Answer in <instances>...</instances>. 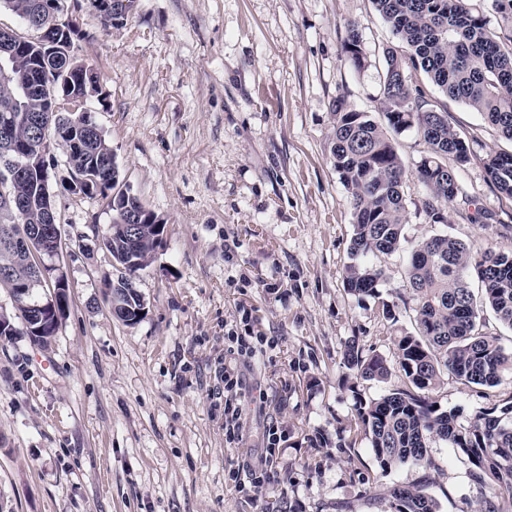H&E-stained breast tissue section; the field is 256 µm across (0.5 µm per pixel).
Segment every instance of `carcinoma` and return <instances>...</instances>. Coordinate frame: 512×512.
Here are the masks:
<instances>
[{"label":"carcinoma","mask_w":512,"mask_h":512,"mask_svg":"<svg viewBox=\"0 0 512 512\" xmlns=\"http://www.w3.org/2000/svg\"><path fill=\"white\" fill-rule=\"evenodd\" d=\"M59 0H0V9L15 14L29 30L44 33V43L72 53L82 37L74 22L50 27L44 4ZM391 28L396 44L383 49V81L377 122L354 108L343 96L332 103L336 122L331 135L333 166L348 191L353 233L350 251L355 262L346 269L345 288L358 299L381 300L383 316L397 321L398 304L382 298L384 271L373 262L388 257L405 239L406 207L403 184L406 165L395 150L392 135L413 131L429 151L413 175L425 189L424 209L432 224H445L441 205L458 196L455 166L469 160L464 137L448 123L447 109L426 99L421 88L404 80L412 67L422 70L444 96L464 103L496 125L512 141V31L491 33L485 18L468 7L467 0H372ZM13 43L15 65L29 74L35 90L28 111L50 107L51 79L42 76V46L21 33ZM345 59L356 71L369 60L358 26L345 27L342 42ZM16 88L0 80V115L17 112ZM66 127L63 151L71 152L75 168L99 169L103 185L87 186L86 196H101L112 211V223L135 214L145 232L135 242L112 237L107 232L102 246L118 265V274L107 277L112 296L131 308L141 307L142 294L134 288L137 274L148 266L159 232L153 212L135 195L117 188L119 170L106 135L92 115L77 118L63 113L53 116ZM485 171L498 191L512 198V152H496L484 161ZM43 166L28 169L12 179L0 166V288L14 291L31 274L29 252L16 251L10 238L43 224ZM27 201L25 212L15 209L14 198ZM481 283L475 297L469 279ZM407 286L414 293L416 333L395 340L394 359L406 384L357 409L365 438L382 473L410 464L427 470L434 466L430 443L441 441L465 460L470 472L489 487L490 495L478 512H512V405L501 416L480 412L468 423L459 421L456 410L442 411L429 401L428 393L450 372L463 384L494 387L506 372L512 373V350L485 331L483 309L512 330V253L473 249L446 234L433 233L418 240L410 250L404 270ZM343 365L365 380L383 382L390 373L386 358L366 354L356 340L345 343ZM393 512H439L430 493V481L395 485L390 489Z\"/></svg>","instance_id":"obj_1"}]
</instances>
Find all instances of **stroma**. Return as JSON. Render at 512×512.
<instances>
[{
  "mask_svg": "<svg viewBox=\"0 0 512 512\" xmlns=\"http://www.w3.org/2000/svg\"><path fill=\"white\" fill-rule=\"evenodd\" d=\"M83 37L77 58L107 92L90 109L115 153L119 186L163 222L137 288L147 312L114 318L103 284L112 257L98 241L112 222L105 200L64 190L51 171L69 309L48 348L0 341V505L6 512H391L388 491L431 479L440 512H475L485 488L453 449L433 443L424 471L381 473L356 417L359 405L403 387L392 367L366 381L342 364L346 341L392 357L414 332L408 254L438 232L512 253V199L484 160L512 151L500 130L446 100L470 160L446 223L430 224L426 193L403 186L406 240L386 257L383 292L399 293L398 322L351 296L352 216L330 157L332 102L345 96L381 120L383 48L395 38L371 0H139L124 26L103 28L90 0H63ZM358 23L371 61L342 54ZM491 212L472 221L466 200ZM253 330L273 351L243 371V439L224 435V338ZM461 421L512 405V374L492 388L445 374L430 392ZM282 435L280 484L258 499L230 475Z\"/></svg>",
  "mask_w": 512,
  "mask_h": 512,
  "instance_id": "stroma-1",
  "label": "stroma"
}]
</instances>
